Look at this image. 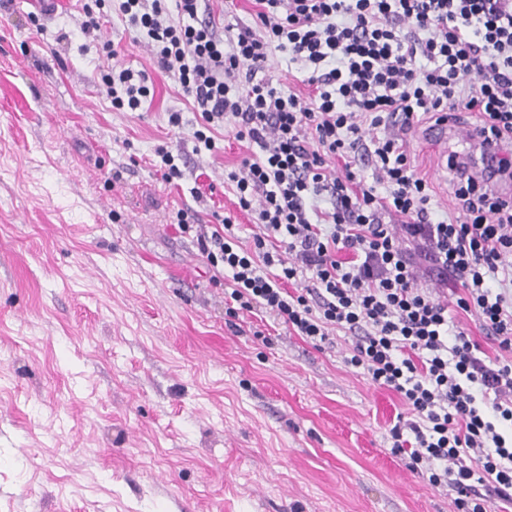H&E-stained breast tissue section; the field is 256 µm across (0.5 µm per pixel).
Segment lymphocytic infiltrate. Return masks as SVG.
<instances>
[{"label":"lymphocytic infiltrate","instance_id":"f902f5d3","mask_svg":"<svg viewBox=\"0 0 512 512\" xmlns=\"http://www.w3.org/2000/svg\"><path fill=\"white\" fill-rule=\"evenodd\" d=\"M117 2L192 98L195 150H214L224 126L257 147L227 174L260 228L251 245L232 217L211 230L191 208L176 213L224 275L228 314L268 313L314 344L344 331L346 364L410 413L389 430L392 453L454 492L456 512L512 503V194L499 188L512 157H483L477 178L450 163L456 213L436 221L406 139L424 119L475 112L484 140L512 142V0H254L253 25L221 27L208 0H177L176 20L168 0ZM276 49L304 73L307 97L273 86ZM98 80L119 112L154 96L146 72L120 61ZM320 196L329 208H309ZM416 249L460 283L456 306L477 317L497 357L450 327L447 303L419 282Z\"/></svg>","mask_w":512,"mask_h":512}]
</instances>
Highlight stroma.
<instances>
[{"label": "stroma", "instance_id": "stroma-1", "mask_svg": "<svg viewBox=\"0 0 512 512\" xmlns=\"http://www.w3.org/2000/svg\"><path fill=\"white\" fill-rule=\"evenodd\" d=\"M35 9L0 0V512H454L391 453L405 407L344 364L350 337L317 348L266 313L229 320L223 283L172 224L187 205L206 224L218 211L251 244L225 176L252 145L227 127L194 153L192 100L107 5L102 41L155 88L143 111H113L74 0L39 28ZM428 129L407 139L444 220L451 174ZM161 144L186 154L178 184ZM419 273L495 354L456 281Z\"/></svg>", "mask_w": 512, "mask_h": 512}]
</instances>
